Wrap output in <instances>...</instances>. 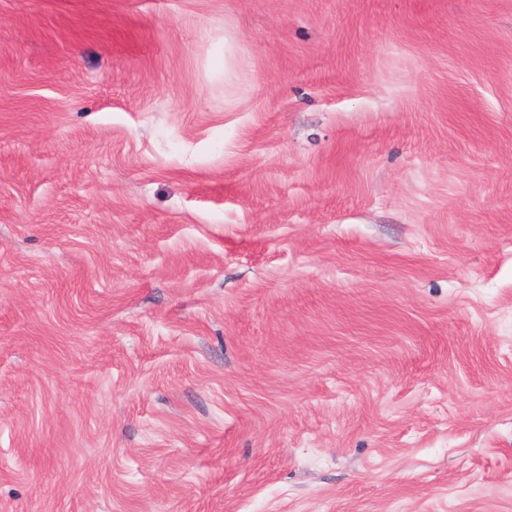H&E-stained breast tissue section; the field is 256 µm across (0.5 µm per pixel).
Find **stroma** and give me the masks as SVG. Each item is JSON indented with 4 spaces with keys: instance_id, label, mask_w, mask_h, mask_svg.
Wrapping results in <instances>:
<instances>
[{
    "instance_id": "obj_1",
    "label": "stroma",
    "mask_w": 512,
    "mask_h": 512,
    "mask_svg": "<svg viewBox=\"0 0 512 512\" xmlns=\"http://www.w3.org/2000/svg\"><path fill=\"white\" fill-rule=\"evenodd\" d=\"M0 512H512V0H0Z\"/></svg>"
}]
</instances>
